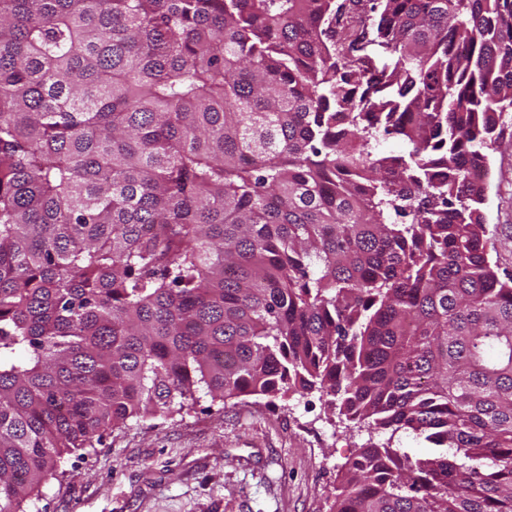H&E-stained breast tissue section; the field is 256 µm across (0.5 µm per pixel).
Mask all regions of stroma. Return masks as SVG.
Returning <instances> with one entry per match:
<instances>
[{"label": "stroma", "instance_id": "1", "mask_svg": "<svg viewBox=\"0 0 512 512\" xmlns=\"http://www.w3.org/2000/svg\"><path fill=\"white\" fill-rule=\"evenodd\" d=\"M487 239L512 274V112L490 151ZM426 455L414 434L333 412L319 392L202 399L189 412L128 421L65 456L29 512H329L344 463L373 442Z\"/></svg>", "mask_w": 512, "mask_h": 512}]
</instances>
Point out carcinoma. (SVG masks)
Instances as JSON below:
<instances>
[{"instance_id":"carcinoma-1","label":"carcinoma","mask_w":512,"mask_h":512,"mask_svg":"<svg viewBox=\"0 0 512 512\" xmlns=\"http://www.w3.org/2000/svg\"><path fill=\"white\" fill-rule=\"evenodd\" d=\"M509 110L512 0H0V512L130 419L313 391L435 448L330 512H512ZM502 143L487 153V239L500 276L512 274V112H505Z\"/></svg>"}]
</instances>
